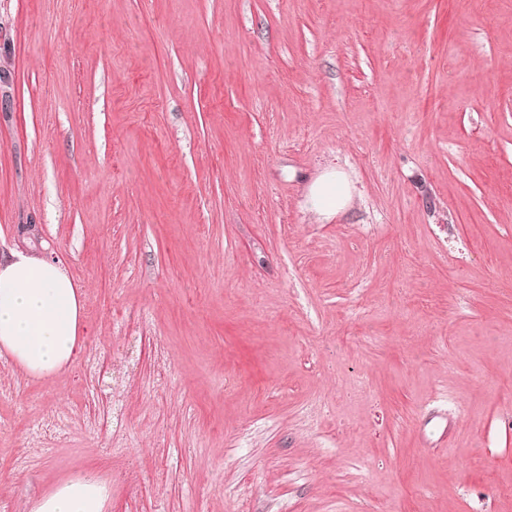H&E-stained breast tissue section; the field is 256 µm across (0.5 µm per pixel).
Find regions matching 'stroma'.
Segmentation results:
<instances>
[{
    "instance_id": "stroma-1",
    "label": "stroma",
    "mask_w": 512,
    "mask_h": 512,
    "mask_svg": "<svg viewBox=\"0 0 512 512\" xmlns=\"http://www.w3.org/2000/svg\"><path fill=\"white\" fill-rule=\"evenodd\" d=\"M0 69V256L85 304L0 500L512 512V0H0ZM348 193L344 190L341 174L328 173L316 180L310 188L312 208L319 214L337 212L347 205ZM104 486L94 478L68 480L42 497L33 512H102Z\"/></svg>"
}]
</instances>
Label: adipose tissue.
I'll return each instance as SVG.
<instances>
[{"label":"adipose tissue","mask_w":512,"mask_h":512,"mask_svg":"<svg viewBox=\"0 0 512 512\" xmlns=\"http://www.w3.org/2000/svg\"><path fill=\"white\" fill-rule=\"evenodd\" d=\"M341 176L328 173L310 188L315 212L348 202ZM85 305L60 261L30 248L0 260V356L35 378L65 371L83 340ZM105 488L96 479L68 480L42 497L33 512H102Z\"/></svg>","instance_id":"obj_1"}]
</instances>
